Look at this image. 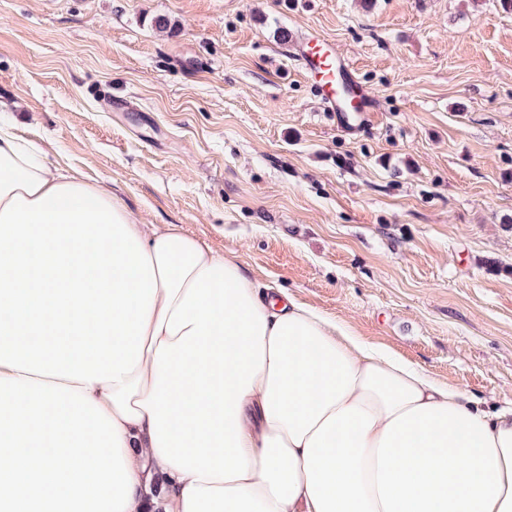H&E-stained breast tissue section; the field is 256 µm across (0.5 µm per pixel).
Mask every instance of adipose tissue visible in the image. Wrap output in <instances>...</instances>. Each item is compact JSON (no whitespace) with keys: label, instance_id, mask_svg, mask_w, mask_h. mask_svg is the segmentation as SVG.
I'll list each match as a JSON object with an SVG mask.
<instances>
[{"label":"adipose tissue","instance_id":"obj_1","mask_svg":"<svg viewBox=\"0 0 512 512\" xmlns=\"http://www.w3.org/2000/svg\"><path fill=\"white\" fill-rule=\"evenodd\" d=\"M0 512H512V406L258 294L0 115Z\"/></svg>","mask_w":512,"mask_h":512}]
</instances>
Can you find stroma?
<instances>
[{
	"label": "stroma",
	"mask_w": 512,
	"mask_h": 512,
	"mask_svg": "<svg viewBox=\"0 0 512 512\" xmlns=\"http://www.w3.org/2000/svg\"><path fill=\"white\" fill-rule=\"evenodd\" d=\"M313 35L378 102L357 129L324 111L300 62ZM0 102L144 223L512 405V12L499 0H0Z\"/></svg>",
	"instance_id": "1"
}]
</instances>
